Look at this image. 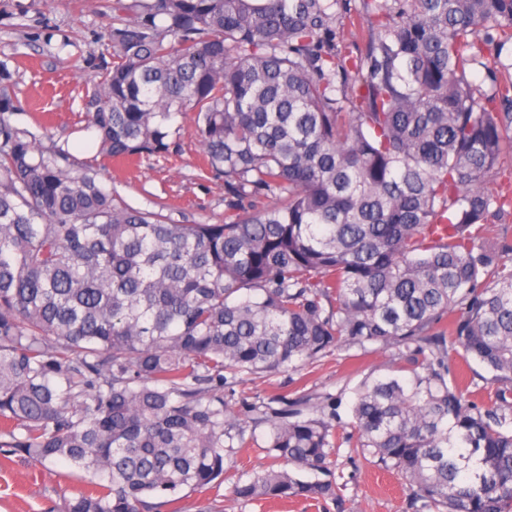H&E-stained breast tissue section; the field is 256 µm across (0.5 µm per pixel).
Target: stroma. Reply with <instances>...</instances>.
Returning a JSON list of instances; mask_svg holds the SVG:
<instances>
[{
	"label": "stroma",
	"mask_w": 512,
	"mask_h": 512,
	"mask_svg": "<svg viewBox=\"0 0 512 512\" xmlns=\"http://www.w3.org/2000/svg\"><path fill=\"white\" fill-rule=\"evenodd\" d=\"M98 0H0V61L12 73L11 92L23 104L20 120L36 136L52 131L67 139L72 152L93 160L97 148L84 125V97L97 81L93 68L106 50L107 21L98 14ZM182 150L168 158H151L136 167L104 163V185L132 206L154 209L166 203V216L178 224L224 219V182L198 179L197 133L192 114L179 116ZM391 350L360 355L357 349H336L318 362L272 378L238 376L224 387V401L236 418L253 421V447L231 454L224 462L218 488L190 494L186 512H417L404 481L356 455L344 438L349 432L355 390L369 375H390ZM307 398L324 405L336 399L342 440L329 459L340 486L342 506L303 499L288 502L234 499L236 479L261 474L270 460L267 424L256 423V409L271 398ZM89 479L62 460L44 465L0 454V512H61L65 500L87 492Z\"/></svg>",
	"instance_id": "35a3bbf8"
}]
</instances>
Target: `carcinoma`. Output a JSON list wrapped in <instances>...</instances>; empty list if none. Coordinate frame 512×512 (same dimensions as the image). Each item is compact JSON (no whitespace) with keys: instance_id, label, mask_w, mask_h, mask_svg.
<instances>
[{"instance_id":"obj_1","label":"carcinoma","mask_w":512,"mask_h":512,"mask_svg":"<svg viewBox=\"0 0 512 512\" xmlns=\"http://www.w3.org/2000/svg\"><path fill=\"white\" fill-rule=\"evenodd\" d=\"M99 3L84 130L114 161L164 157L192 113L224 221L106 189L22 125L0 62V447L90 476L62 512H184L253 445L227 377L393 348L410 376L359 386L353 447L429 512H512V244L489 220L512 214V68L487 56L512 0ZM456 356L491 404L464 399ZM274 401L283 468L231 495L341 505L336 409Z\"/></svg>"}]
</instances>
